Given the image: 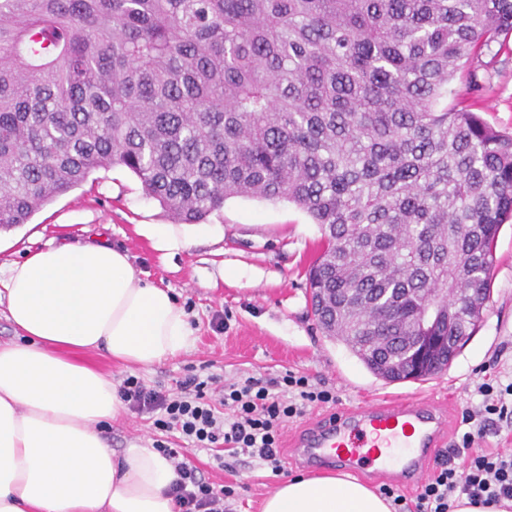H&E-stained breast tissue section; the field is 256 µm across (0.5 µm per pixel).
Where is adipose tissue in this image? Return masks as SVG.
I'll return each instance as SVG.
<instances>
[{
	"instance_id": "ef3b65f1",
	"label": "adipose tissue",
	"mask_w": 512,
	"mask_h": 512,
	"mask_svg": "<svg viewBox=\"0 0 512 512\" xmlns=\"http://www.w3.org/2000/svg\"><path fill=\"white\" fill-rule=\"evenodd\" d=\"M19 341L0 344V512H178V475L157 450L115 452L100 429L124 409L98 353L148 369L187 351L193 331L171 291L143 280L108 242L50 245L0 266ZM262 512H391L342 474L285 479Z\"/></svg>"
}]
</instances>
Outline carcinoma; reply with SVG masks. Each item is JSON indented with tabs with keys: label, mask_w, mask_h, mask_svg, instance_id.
<instances>
[{
	"label": "carcinoma",
	"mask_w": 512,
	"mask_h": 512,
	"mask_svg": "<svg viewBox=\"0 0 512 512\" xmlns=\"http://www.w3.org/2000/svg\"><path fill=\"white\" fill-rule=\"evenodd\" d=\"M512 0H0V231L120 166L175 222L230 198L319 225L323 332L376 378L451 288L453 352L512 219V133L448 107Z\"/></svg>",
	"instance_id": "1"
}]
</instances>
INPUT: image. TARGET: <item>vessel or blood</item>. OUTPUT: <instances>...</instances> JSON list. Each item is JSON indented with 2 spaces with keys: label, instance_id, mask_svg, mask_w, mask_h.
Returning a JSON list of instances; mask_svg holds the SVG:
<instances>
[{
  "label": "vessel or blood",
  "instance_id": "obj_1",
  "mask_svg": "<svg viewBox=\"0 0 512 512\" xmlns=\"http://www.w3.org/2000/svg\"><path fill=\"white\" fill-rule=\"evenodd\" d=\"M446 427L436 406L407 397L327 411L291 446L308 469L366 470L411 491L427 478Z\"/></svg>",
  "mask_w": 512,
  "mask_h": 512
}]
</instances>
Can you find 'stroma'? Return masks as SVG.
<instances>
[{"label": "stroma", "mask_w": 512, "mask_h": 512, "mask_svg": "<svg viewBox=\"0 0 512 512\" xmlns=\"http://www.w3.org/2000/svg\"><path fill=\"white\" fill-rule=\"evenodd\" d=\"M469 77L448 86L449 107H469L494 128L512 133V35L471 61ZM475 92H468L467 81ZM169 218L146 197L124 168L98 169L80 186L44 206L28 223L0 234V264L24 260L27 252L102 236L127 252L137 272L170 289L188 316L194 342L188 351L135 375L149 388L176 392L178 381L202 370L228 383L247 376L277 377L291 370L330 389L336 401L359 406L374 399L421 393L448 417L447 447L465 430L462 414L476 408L473 387L493 372L512 374V222L502 225L495 249L491 297L477 333L448 370L421 382L386 384L376 379L342 344L318 327L308 298L307 271L320 253L321 232L311 217L285 201L232 198L206 222L221 238L198 240L162 254L139 236V224ZM155 416L127 410L103 434L115 451L166 440L182 449L214 486H232V512H262L282 477L303 474L285 464L282 475L239 456L220 467L210 452L189 446L177 431L162 432Z\"/></svg>", "instance_id": "obj_1"}]
</instances>
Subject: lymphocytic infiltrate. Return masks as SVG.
<instances>
[{"instance_id": "obj_1", "label": "lymphocytic infiltrate", "mask_w": 512, "mask_h": 512, "mask_svg": "<svg viewBox=\"0 0 512 512\" xmlns=\"http://www.w3.org/2000/svg\"><path fill=\"white\" fill-rule=\"evenodd\" d=\"M207 380L187 376L178 384L177 395L150 389L135 376H127L118 388L120 397L138 411L155 413L156 428L181 430L196 447L225 451L228 456H248L280 473V430L285 421L301 416L308 404L335 402L331 391L310 385L307 376L292 372L263 379L250 377L224 387L220 405L206 399ZM482 397L480 413L465 414L466 427L457 447L439 453L427 482L414 500H407L399 489L386 484L380 491L391 499L395 512H452L457 496L464 495L475 505H491L512 500V453L492 452L478 447L490 418L512 423V382L488 379L477 387ZM155 448L175 462L178 478L170 493L180 512H226L235 491L214 488L198 476L195 467L181 461L179 452L163 441Z\"/></svg>"}]
</instances>
